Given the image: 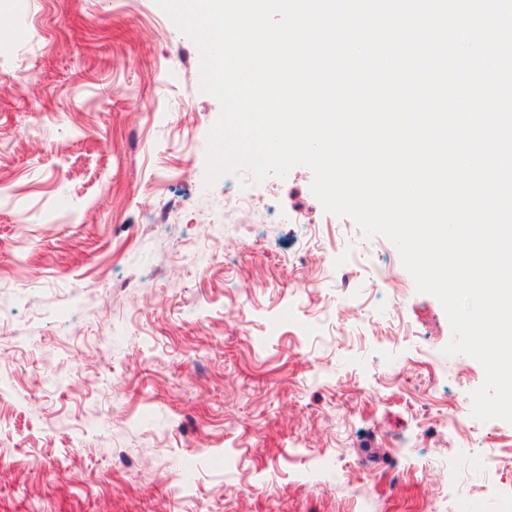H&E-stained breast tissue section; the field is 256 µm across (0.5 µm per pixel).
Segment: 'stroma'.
<instances>
[{
    "label": "stroma",
    "instance_id": "obj_1",
    "mask_svg": "<svg viewBox=\"0 0 512 512\" xmlns=\"http://www.w3.org/2000/svg\"><path fill=\"white\" fill-rule=\"evenodd\" d=\"M1 28L0 512H436L448 476L461 512L512 495V424L452 425L484 369L444 355L396 247L303 165L205 185L220 104L156 0H13Z\"/></svg>",
    "mask_w": 512,
    "mask_h": 512
}]
</instances>
